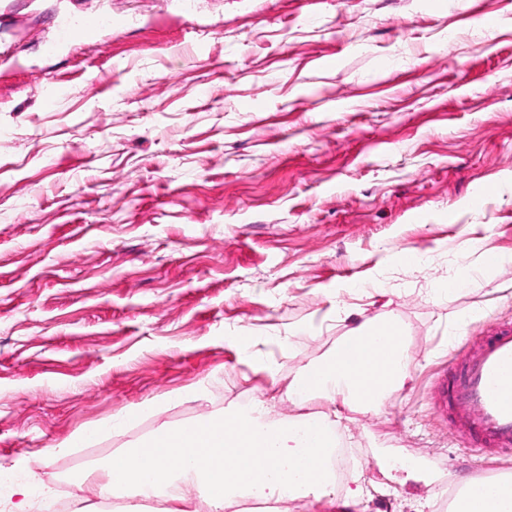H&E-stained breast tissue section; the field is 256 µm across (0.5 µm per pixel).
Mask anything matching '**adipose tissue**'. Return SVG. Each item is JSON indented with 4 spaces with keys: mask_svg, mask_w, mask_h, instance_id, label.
<instances>
[{
    "mask_svg": "<svg viewBox=\"0 0 512 512\" xmlns=\"http://www.w3.org/2000/svg\"><path fill=\"white\" fill-rule=\"evenodd\" d=\"M399 327L361 326L348 336L358 352H333L306 365L288 388L290 399L317 397L334 406L379 409L410 376ZM265 400L158 427L148 438L121 449L81 478L98 502L140 498L158 502L157 512H187L194 499L208 512H224L240 497L279 512L291 497L332 495L336 484L326 464L335 432L318 419H273ZM453 512H512V490L464 481Z\"/></svg>",
    "mask_w": 512,
    "mask_h": 512,
    "instance_id": "1",
    "label": "adipose tissue"
}]
</instances>
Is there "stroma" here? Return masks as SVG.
<instances>
[{
  "instance_id": "obj_1",
  "label": "stroma",
  "mask_w": 512,
  "mask_h": 512,
  "mask_svg": "<svg viewBox=\"0 0 512 512\" xmlns=\"http://www.w3.org/2000/svg\"><path fill=\"white\" fill-rule=\"evenodd\" d=\"M98 11L123 26L60 42ZM494 320L512 322V0H0V467L41 495L245 397L317 409L367 490L281 512H450L464 480L512 479V454L432 409ZM382 321L411 375L380 409L289 400Z\"/></svg>"
}]
</instances>
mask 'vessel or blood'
Listing matches in <instances>:
<instances>
[{
    "mask_svg": "<svg viewBox=\"0 0 512 512\" xmlns=\"http://www.w3.org/2000/svg\"><path fill=\"white\" fill-rule=\"evenodd\" d=\"M104 25L99 13H89L66 37L94 41ZM432 400L456 440L482 452L512 449V324L489 325L458 373L437 377Z\"/></svg>",
    "mask_w": 512,
    "mask_h": 512,
    "instance_id": "1",
    "label": "vessel or blood"
}]
</instances>
